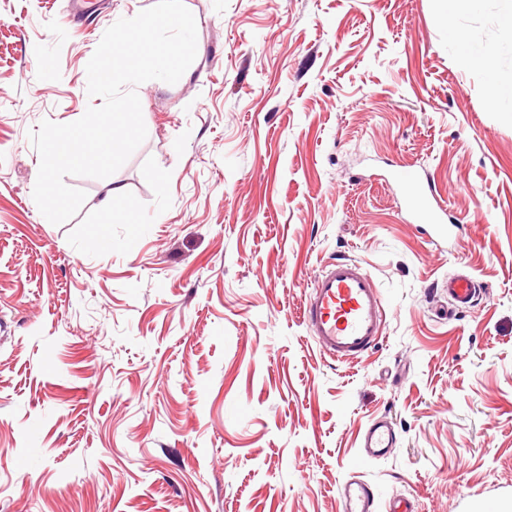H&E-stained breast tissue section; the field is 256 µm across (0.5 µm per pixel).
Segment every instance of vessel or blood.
I'll return each mask as SVG.
<instances>
[{"mask_svg":"<svg viewBox=\"0 0 512 512\" xmlns=\"http://www.w3.org/2000/svg\"><path fill=\"white\" fill-rule=\"evenodd\" d=\"M405 204L417 223L431 227L437 235L452 234L448 211L435 202L432 188L417 175L398 176ZM477 290L470 276L448 281L449 296L470 304ZM304 318L321 350L337 362L357 359L374 350L383 337L386 312L372 276L354 259L340 258L314 283L304 309ZM398 433L386 419L371 420L359 442L364 459H385L396 448ZM342 512H373L374 496L368 483L352 476L341 486Z\"/></svg>","mask_w":512,"mask_h":512,"instance_id":"obj_1","label":"vessel or blood"}]
</instances>
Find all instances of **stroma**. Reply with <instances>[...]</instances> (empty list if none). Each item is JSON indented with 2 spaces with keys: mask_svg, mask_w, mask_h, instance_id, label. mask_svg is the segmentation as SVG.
<instances>
[{
  "mask_svg": "<svg viewBox=\"0 0 512 512\" xmlns=\"http://www.w3.org/2000/svg\"><path fill=\"white\" fill-rule=\"evenodd\" d=\"M154 3L0 0V512H340L356 472L412 512L511 505L512 112L448 36L499 55L497 0H184L195 61L137 86L146 140L52 224L28 133L101 105L90 58ZM421 170L453 242L392 189ZM341 257L386 308L344 363L302 317ZM474 280L469 275L448 279V295L455 301L468 305L476 296ZM397 443L395 427L384 418L373 419L361 434L359 451L364 459L378 461L385 459Z\"/></svg>",
  "mask_w": 512,
  "mask_h": 512,
  "instance_id": "1",
  "label": "stroma"
}]
</instances>
